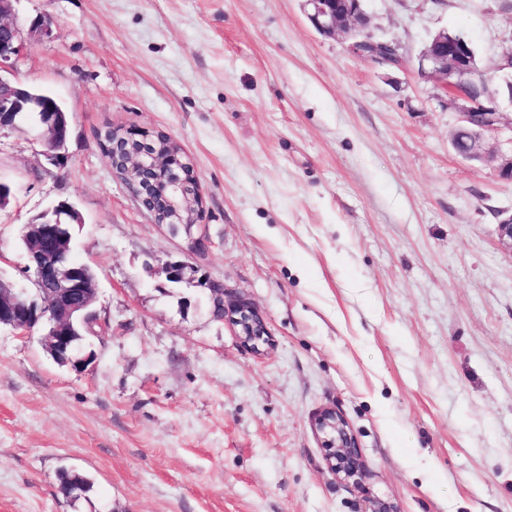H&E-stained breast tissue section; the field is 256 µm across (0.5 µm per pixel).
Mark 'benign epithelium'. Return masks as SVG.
Instances as JSON below:
<instances>
[{"label":"benign epithelium","instance_id":"benign-epithelium-1","mask_svg":"<svg viewBox=\"0 0 512 512\" xmlns=\"http://www.w3.org/2000/svg\"><path fill=\"white\" fill-rule=\"evenodd\" d=\"M15 0H0V130L16 129L21 115H38L36 127L44 154L51 164L60 166L67 142L69 122L58 116L64 109L59 99L47 93H35L13 78L12 68L23 52L28 37L50 33L51 23L33 21L26 28L14 14ZM307 17L313 27L326 36L357 39L367 28L369 18L359 7L360 0H304ZM506 64L498 67L496 94L482 100L479 86L485 80L464 46L463 38L441 29L418 56V72L423 77L444 80L446 106L459 115L452 134V146L463 158L495 164L499 176L512 181V122L505 121L500 102L512 104V49L502 55ZM499 139L495 151L486 149V138ZM116 144L112 148V168L121 169L119 180L125 183L138 202L143 194L163 197L171 205L166 217L152 210L156 224L168 227L174 236H181L187 251L197 252L205 246L200 221L203 219V197L193 166L188 162L172 164L181 147L163 133L149 135L133 129L112 131ZM75 206L60 201L40 213L27 225L24 236L27 272L34 277L43 303L29 299L25 292L0 277V327L11 328L18 336L41 331V343L56 361L75 369L84 367L91 355L82 354L74 344L76 324L90 320L96 295L95 277L88 266L72 259L69 227L61 223V215L75 212ZM502 247L512 251V216L497 225ZM192 266L186 261L166 265V277L172 281H192ZM212 303L223 309V318L236 330L241 343L255 351L267 343L268 330L263 317L249 302L232 296L224 283L205 279ZM314 428L322 435L327 448L326 462L344 480L359 482L366 477L355 438L342 414L333 409L322 410L314 419Z\"/></svg>","mask_w":512,"mask_h":512}]
</instances>
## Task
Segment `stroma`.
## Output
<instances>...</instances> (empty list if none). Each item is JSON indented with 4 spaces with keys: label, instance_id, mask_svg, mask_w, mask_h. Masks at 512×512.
I'll use <instances>...</instances> for the list:
<instances>
[{
    "label": "stroma",
    "instance_id": "1",
    "mask_svg": "<svg viewBox=\"0 0 512 512\" xmlns=\"http://www.w3.org/2000/svg\"><path fill=\"white\" fill-rule=\"evenodd\" d=\"M396 69L317 32L302 0H16L53 19L17 61L70 115L65 162L0 134V276L28 295L24 227L67 199L109 334L83 371L0 328V512H512V181L452 148L418 55L447 28L494 77L512 0H364ZM162 131L192 161L203 252L153 223L98 135ZM185 259L263 316L241 346ZM333 407L362 484L313 428ZM91 481L80 498L61 476Z\"/></svg>",
    "mask_w": 512,
    "mask_h": 512
}]
</instances>
